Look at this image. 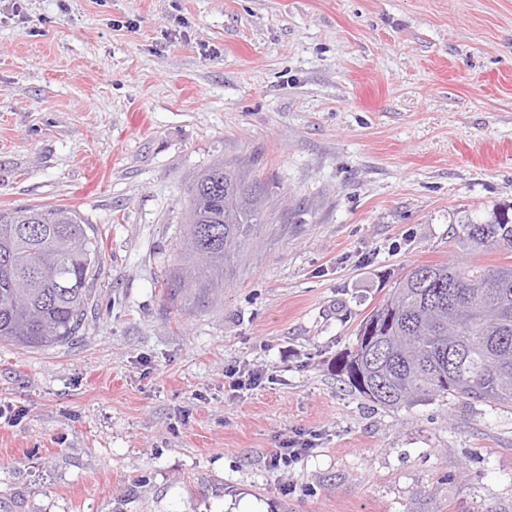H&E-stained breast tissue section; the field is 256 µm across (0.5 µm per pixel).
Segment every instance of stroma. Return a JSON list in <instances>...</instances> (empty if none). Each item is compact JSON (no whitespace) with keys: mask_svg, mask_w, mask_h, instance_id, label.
Segmentation results:
<instances>
[{"mask_svg":"<svg viewBox=\"0 0 512 512\" xmlns=\"http://www.w3.org/2000/svg\"><path fill=\"white\" fill-rule=\"evenodd\" d=\"M215 163L262 222L175 311ZM28 204L101 256L79 336L0 344V512H512L511 407L388 408L335 369L408 265L504 260L452 236L512 205V0H0V208ZM311 447V441H308V439L301 440V438L289 437L273 455V467L275 469L281 468V466L290 468L301 461L310 452Z\"/></svg>","mask_w":512,"mask_h":512,"instance_id":"stroma-1","label":"stroma"}]
</instances>
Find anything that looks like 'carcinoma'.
Returning a JSON list of instances; mask_svg holds the SVG:
<instances>
[{
  "label": "carcinoma",
  "mask_w": 512,
  "mask_h": 512,
  "mask_svg": "<svg viewBox=\"0 0 512 512\" xmlns=\"http://www.w3.org/2000/svg\"><path fill=\"white\" fill-rule=\"evenodd\" d=\"M260 186L216 163L191 185L181 258L167 297L205 303L224 260L260 221ZM464 250L512 252V205L460 224ZM100 248L92 225L62 205L0 209V343L45 348L72 340L91 298ZM336 371L389 408L465 397L512 407V262L415 265L364 317Z\"/></svg>",
  "instance_id": "obj_1"
}]
</instances>
